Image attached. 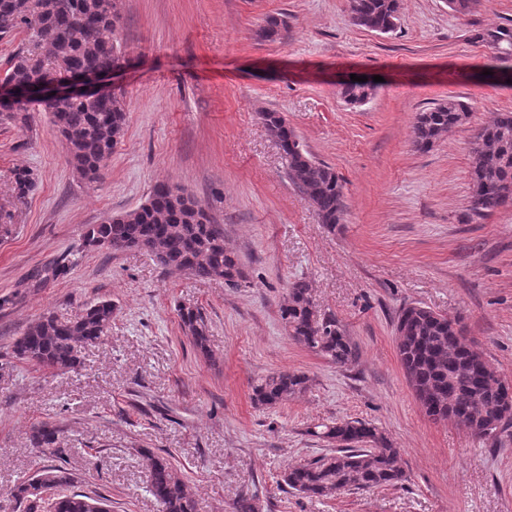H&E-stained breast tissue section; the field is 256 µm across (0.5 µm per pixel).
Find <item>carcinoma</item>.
Returning <instances> with one entry per match:
<instances>
[{
	"label": "carcinoma",
	"mask_w": 512,
	"mask_h": 512,
	"mask_svg": "<svg viewBox=\"0 0 512 512\" xmlns=\"http://www.w3.org/2000/svg\"><path fill=\"white\" fill-rule=\"evenodd\" d=\"M400 0H351L352 23L371 31L393 32ZM121 20L117 0H0V40L26 34L24 46L0 70V84H12L32 96L49 91L74 68L111 71L127 63L114 43ZM494 58L512 57V25H499L478 34ZM374 90L366 82H349L342 95L351 104L362 103ZM27 105L0 111L1 124H27ZM51 121L66 142L71 164L81 179L94 183L112 157L126 120L123 100L74 98L49 110ZM470 116L469 106L450 98L416 116L413 141L420 150L432 147L448 131ZM269 131L280 142L289 181L314 207L321 223L339 224L345 213L343 184L327 163L315 160L303 147L284 116L265 112ZM470 212L485 216L512 200V112H500L483 126L471 148ZM15 191L23 199L34 187L30 171L14 174ZM202 205L185 189L167 183L154 186L146 202L111 216L88 229L89 247L123 249L147 247L162 267L185 272L199 280L222 279L236 285L241 278L237 255L224 243V225L201 221ZM180 319L194 346L209 352L201 312L179 308ZM110 300L85 307L74 319L48 314L29 323L13 344L14 358L46 369L71 370L80 364L79 348L102 340L112 324ZM280 318L288 335L339 368L350 365L355 346L336 317L319 316L305 281L292 283ZM460 321L427 307H403L396 321L397 349L402 367L418 401L433 421L452 420L471 435L486 438L512 424V413L501 408L505 380L487 362L484 353L462 335ZM309 377L278 371L255 382L252 400L273 407L307 389ZM58 428L49 422L32 427L34 447L57 454ZM310 434L336 450L288 468L282 481L293 493L309 500L334 496L341 490L370 491L394 487L406 480L401 449L377 427L358 419L320 425ZM149 492L160 512H198L188 481L171 460L161 454L144 456ZM74 476L61 465L42 467L11 493L20 512H85L83 493L66 494ZM254 493L240 496L233 512H260Z\"/></svg>",
	"instance_id": "1"
}]
</instances>
